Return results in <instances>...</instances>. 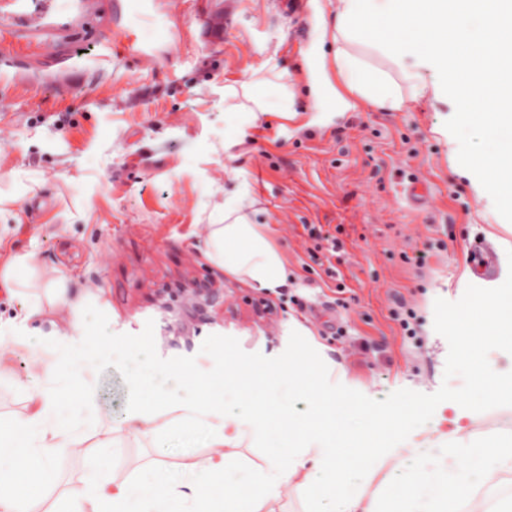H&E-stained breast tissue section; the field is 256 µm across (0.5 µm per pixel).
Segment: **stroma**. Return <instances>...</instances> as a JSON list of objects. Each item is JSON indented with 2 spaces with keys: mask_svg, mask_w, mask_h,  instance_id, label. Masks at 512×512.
<instances>
[{
  "mask_svg": "<svg viewBox=\"0 0 512 512\" xmlns=\"http://www.w3.org/2000/svg\"><path fill=\"white\" fill-rule=\"evenodd\" d=\"M318 6L331 17L336 0H182L176 11L168 0H0V25L62 18L80 42L49 66L0 57V249L42 258L27 288L0 283V319L36 305L33 337L65 326L67 310L48 300L63 288L87 297L84 323H111L118 345L203 367L222 347L246 360L286 355L296 319L345 368L363 407L388 414L384 454L410 463L420 449L447 447L448 401L471 389L448 340L449 316L478 286L466 263L474 240L497 247L499 283L512 285V234L503 230L512 213L498 206V176L469 163L493 151L456 100L409 98L397 112L367 106L313 123L296 84ZM270 69L280 82L254 88L270 102L265 113H225V86ZM284 83L295 88L289 120L275 104ZM416 179L428 185V208L406 199ZM243 183L257 201L256 223L268 225L309 305L335 295L305 227H343L336 268L350 299L337 312L287 303L260 315L267 294L208 260V215ZM428 244L427 266L404 262ZM199 283L215 288L214 301L189 320L188 337L166 331L157 297L178 311ZM397 300L415 309L419 336H404L391 319ZM339 319L348 335L338 340L329 326ZM41 358L32 345L0 361V418L31 411L40 382L31 366ZM134 376L121 356L99 361L89 436L124 417ZM116 437L108 458L119 473L157 459L145 441ZM84 467L79 455L58 457L38 512H54Z\"/></svg>",
  "mask_w": 512,
  "mask_h": 512,
  "instance_id": "stroma-1",
  "label": "stroma"
}]
</instances>
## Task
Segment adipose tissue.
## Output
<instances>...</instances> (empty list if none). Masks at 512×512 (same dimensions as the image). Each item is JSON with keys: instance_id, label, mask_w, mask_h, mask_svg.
I'll return each mask as SVG.
<instances>
[{"instance_id": "obj_1", "label": "adipose tissue", "mask_w": 512, "mask_h": 512, "mask_svg": "<svg viewBox=\"0 0 512 512\" xmlns=\"http://www.w3.org/2000/svg\"><path fill=\"white\" fill-rule=\"evenodd\" d=\"M375 2L336 0L334 22L319 19L318 37L332 36L336 52L330 58L315 53L308 67L314 102L330 101L337 113L367 104L397 111L408 97L441 101L453 93L461 112L481 123L490 139L504 142L512 119L487 107L473 77L512 89L497 66L503 41L512 39V0H383L390 33L374 38L368 23ZM254 205L244 186L215 205L206 255L232 279L274 294L288 285V262L265 225L254 223ZM57 299L71 312L70 326L40 339L43 371L56 388L35 389L31 413L0 421V512H34L55 459L66 453L82 456L86 472L55 512H277L291 491L305 501L304 512H464L477 486L485 491L477 512H512V496L499 493L504 474L512 472L511 432L451 437L441 465L424 461L404 469L387 462L384 417L361 407L345 370L294 320L288 333L297 345L284 361H227L217 354L204 370L189 362L155 363L153 375L135 382L121 426L159 455H178L182 462L174 468L157 463L130 477L110 472L107 440L88 441L79 427L97 394L85 363L93 355L112 357L113 336L83 324L82 301L62 291ZM459 316L484 334L459 347L472 387L450 408L470 417L512 403V377L496 374L474 353L484 341L512 350V301H490L478 310L465 305ZM283 385L289 394L309 397L313 410L298 418L287 400H274ZM228 392L238 396L233 415L224 408ZM341 417L353 425L342 436L336 433ZM274 426L280 433L268 441L263 465L234 460V449L251 447ZM195 448L211 454L194 460ZM386 464L403 469L400 484L369 491Z\"/></svg>"}]
</instances>
